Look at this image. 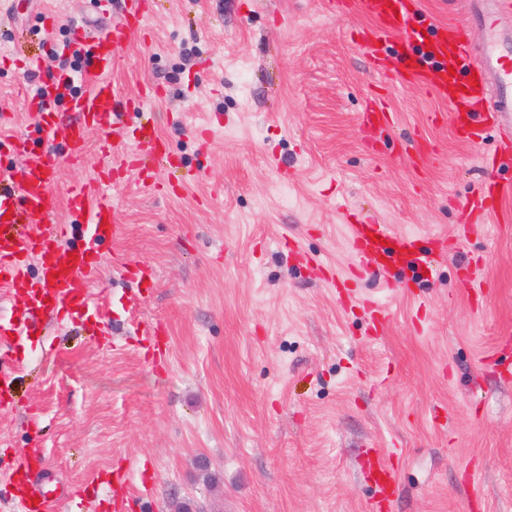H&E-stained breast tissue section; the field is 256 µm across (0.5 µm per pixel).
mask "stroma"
I'll list each match as a JSON object with an SVG mask.
<instances>
[{"mask_svg": "<svg viewBox=\"0 0 512 512\" xmlns=\"http://www.w3.org/2000/svg\"><path fill=\"white\" fill-rule=\"evenodd\" d=\"M147 30L110 76L130 100L71 188L152 123L166 163L115 171L125 230L102 247L89 284L95 318L34 312L10 338L0 380V512L11 459L47 465L31 489L55 512H106L124 473L152 512H366L367 451L393 465V512H512V196L484 223L464 204L482 154L512 143V115L481 144L458 138L432 84L375 73L354 32L369 18L324 0H146ZM125 0H26L0 11V112L48 148L28 99L44 80L66 119L60 54L74 28L121 25ZM53 24H45L44 15ZM38 70H26L29 60ZM389 126H364L371 102ZM65 157L64 145L50 146ZM413 232L431 269L368 275L347 243L352 217ZM144 266L142 288L128 262ZM473 267L481 299L459 277ZM344 285L330 287L332 278ZM389 318L375 331L367 302ZM163 329L156 357L137 331Z\"/></svg>", "mask_w": 512, "mask_h": 512, "instance_id": "1", "label": "stroma"}]
</instances>
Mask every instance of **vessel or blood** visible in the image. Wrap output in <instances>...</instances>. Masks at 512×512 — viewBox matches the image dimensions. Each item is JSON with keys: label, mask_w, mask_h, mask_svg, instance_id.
<instances>
[{"label": "vessel or blood", "mask_w": 512, "mask_h": 512, "mask_svg": "<svg viewBox=\"0 0 512 512\" xmlns=\"http://www.w3.org/2000/svg\"><path fill=\"white\" fill-rule=\"evenodd\" d=\"M127 2V23L122 30L105 29L86 47L94 66L81 76L85 91L69 102L77 121L51 117L41 120L47 140L65 145L69 159H82L89 133L105 130L109 118L126 103L108 74L124 41L145 30L143 0ZM489 3L490 10L483 18L486 51L476 58L470 52L466 26L436 24L419 8L418 0H325L330 13L353 7L373 17V26L357 32V46L374 60L394 52L399 62L396 77L401 82L432 80L438 95L453 105L451 120L455 123L462 112L483 106L490 88L495 91L494 109L512 112V37L497 27L498 15L512 11V0ZM60 166V158L46 151L28 153L26 172L19 179L0 165V286L24 291L23 297L14 298L16 310L10 318L0 319V337L5 339L25 333L27 321L17 310L21 304L28 311L50 317L74 309L93 312L86 283L100 264V243L117 237L120 229L117 211L106 198V190L112 184V166L106 163L98 167L91 182L71 189L67 206L84 225V242L72 249L62 245L68 227L54 221L56 203L52 192ZM510 195L512 183L501 184L490 176L467 200L465 208L474 222L481 223L499 212L502 201ZM23 218L37 223V230L13 234L12 226ZM415 240L414 234L397 233L390 225L378 223L351 225L349 233V243L362 269L372 271L393 265H426L428 257L416 249ZM44 463V457L37 453L18 456L13 469L14 512H53L54 499L43 496L36 500L28 491L30 471ZM366 478L376 490L368 512H390L398 480L382 453L372 452Z\"/></svg>", "instance_id": "b4317fda"}]
</instances>
